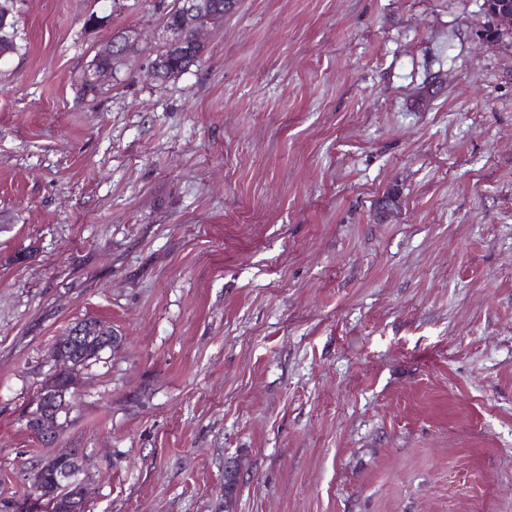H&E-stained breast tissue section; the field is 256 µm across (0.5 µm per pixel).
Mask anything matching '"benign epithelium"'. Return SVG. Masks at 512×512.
<instances>
[{"mask_svg":"<svg viewBox=\"0 0 512 512\" xmlns=\"http://www.w3.org/2000/svg\"><path fill=\"white\" fill-rule=\"evenodd\" d=\"M216 10L214 0H178L175 10L159 20L158 47L161 53L149 59V72L155 79L180 78L186 71L184 60L201 58L205 49L203 38L211 29L202 25L204 16ZM493 27L512 28V0H499L491 14ZM142 53V36L135 28H125L112 34V41L98 47L96 55L85 70L84 80L101 89L117 76L116 67L127 66L132 57ZM112 333V340L97 345L94 352L85 350L93 330ZM123 343V337L102 321L76 322L50 348V368L36 393L35 401L42 409L26 414L29 432L46 443H54L70 422L74 409L73 388L89 359L99 358L106 350H114ZM81 457L76 452L60 453L40 460L30 471L29 492L21 499L0 503V512H45L47 510L43 476L50 473L58 491L67 496L68 512H85L88 496L85 482L78 479ZM238 486L235 464L224 469V510L233 512V499Z\"/></svg>","mask_w":512,"mask_h":512,"instance_id":"7a95c632","label":"benign epithelium"}]
</instances>
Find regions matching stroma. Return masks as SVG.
<instances>
[{
  "instance_id": "obj_1",
  "label": "stroma",
  "mask_w": 512,
  "mask_h": 512,
  "mask_svg": "<svg viewBox=\"0 0 512 512\" xmlns=\"http://www.w3.org/2000/svg\"><path fill=\"white\" fill-rule=\"evenodd\" d=\"M13 15L0 494L75 448L89 512H224L229 461L235 512H512V45L482 0H237L179 79L142 57L95 98L152 0ZM85 318L124 343L47 447L25 414ZM142 36L135 28H125L112 34V41L98 47L96 55L85 70L84 80L102 89L117 76V66H127L129 60L142 53Z\"/></svg>"
}]
</instances>
